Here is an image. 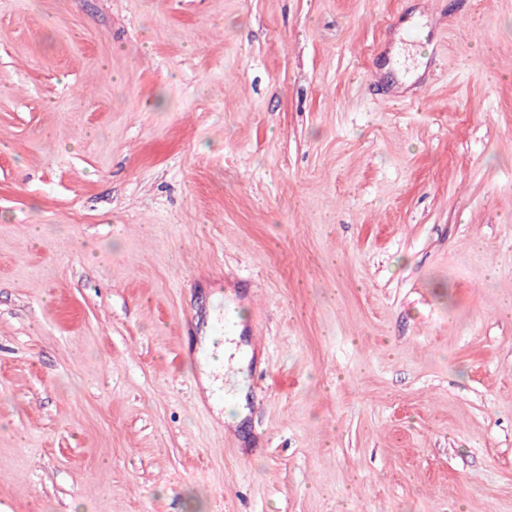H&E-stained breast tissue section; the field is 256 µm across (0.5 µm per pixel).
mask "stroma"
I'll return each instance as SVG.
<instances>
[{
	"label": "stroma",
	"mask_w": 512,
	"mask_h": 512,
	"mask_svg": "<svg viewBox=\"0 0 512 512\" xmlns=\"http://www.w3.org/2000/svg\"><path fill=\"white\" fill-rule=\"evenodd\" d=\"M0 504L512 512V0H0ZM229 339V341H227ZM235 339V336H224V345L222 346L223 351V358H220L219 360L211 359L208 363V371L213 372H220L221 366L224 365V373L229 370V367H236L237 363L240 359L241 353L236 350V344L232 342V340ZM234 356L232 360H230V357Z\"/></svg>",
	"instance_id": "stroma-1"
}]
</instances>
